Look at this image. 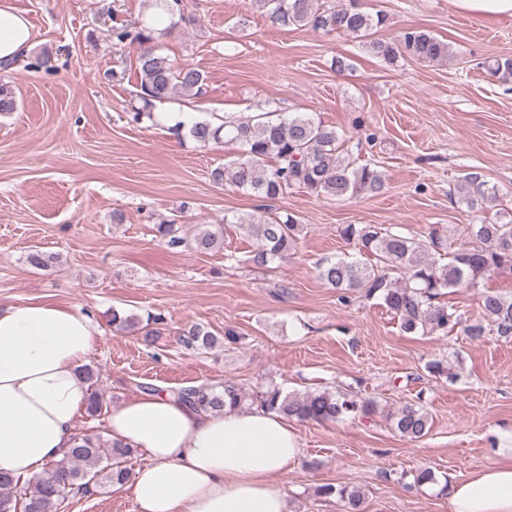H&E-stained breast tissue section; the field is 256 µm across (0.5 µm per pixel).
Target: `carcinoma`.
<instances>
[{
    "label": "carcinoma",
    "instance_id": "obj_1",
    "mask_svg": "<svg viewBox=\"0 0 512 512\" xmlns=\"http://www.w3.org/2000/svg\"><path fill=\"white\" fill-rule=\"evenodd\" d=\"M164 4L171 18L186 20L183 0H151ZM251 5L280 29L310 28L324 33L346 32L366 38L388 22L382 11L374 14L362 9L358 0L337 8L319 0H251ZM165 29L147 17L137 22L135 30L126 26L112 28L115 44L136 43L137 96L144 109L132 113V121L155 120L150 108L176 95L201 94L205 76L198 68L175 65L160 53L158 40ZM371 52L388 63L401 58L441 62L452 55L449 43L415 27L403 28L390 39L367 42ZM490 76L512 79V58H498L488 64ZM13 88L0 82V115L17 110ZM169 130L189 138L200 147L233 142L241 155L224 167L213 170L217 182L230 181L237 189L258 198L277 199L288 190L299 188L311 195L336 199L359 194L376 196L385 189V178L373 163L355 166L343 156L345 150L335 128L307 113H290L277 119L270 112L256 115H226L216 125L210 120L178 122ZM456 195L467 208L480 213L479 222L468 227L471 242L439 256L443 248L437 230L430 241L408 237L399 231L373 224H346L340 235L358 246V253L370 256L361 261L350 255L326 260L318 267L319 278L328 286L348 293L361 291L375 298L398 316L400 331L407 335L446 333L462 323L461 314L443 301L448 290L478 288L493 276L512 277V211L501 207L499 190L468 174L456 186ZM233 226L255 244L251 260L259 268L288 258L301 231L296 215L234 214L224 216L222 224H203L192 240L179 235L175 224H159L157 231L167 238L171 248L190 245L199 252L224 247V228ZM483 320L466 326L467 333L479 338L491 327L496 335L512 338V296L484 289L478 292ZM109 323L121 331L139 329L140 319L117 309ZM233 342L232 329L219 338L201 324H194L181 335L187 350H209ZM181 401L206 412L222 413L225 407L242 409L257 405L288 418L336 422L346 416L365 419L378 413L376 401L342 390H322L304 394H285L268 385L245 389L241 384L224 381L222 386L201 384L182 387L174 392ZM391 427L404 438L420 439L432 424L429 412L421 406L406 404L387 414ZM135 449L103 439L97 434H77L71 448L53 462L45 475L24 481L0 473V512H59L72 493L87 494L101 484H124L131 479L128 459ZM322 497L335 495L346 512H363L364 495L355 486L331 484L318 489Z\"/></svg>",
    "mask_w": 512,
    "mask_h": 512
}]
</instances>
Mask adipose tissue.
Masks as SVG:
<instances>
[{
  "mask_svg": "<svg viewBox=\"0 0 512 512\" xmlns=\"http://www.w3.org/2000/svg\"><path fill=\"white\" fill-rule=\"evenodd\" d=\"M32 46L29 20L0 0V64ZM100 334L76 306L0 305V472L31 477L71 447L88 398L79 371ZM105 434L144 459L124 486L136 512H289L280 479L302 448L295 425L277 412L215 414L147 391L112 408ZM448 507L512 512V439L451 486Z\"/></svg>",
  "mask_w": 512,
  "mask_h": 512,
  "instance_id": "ef3b65f1",
  "label": "adipose tissue"
}]
</instances>
